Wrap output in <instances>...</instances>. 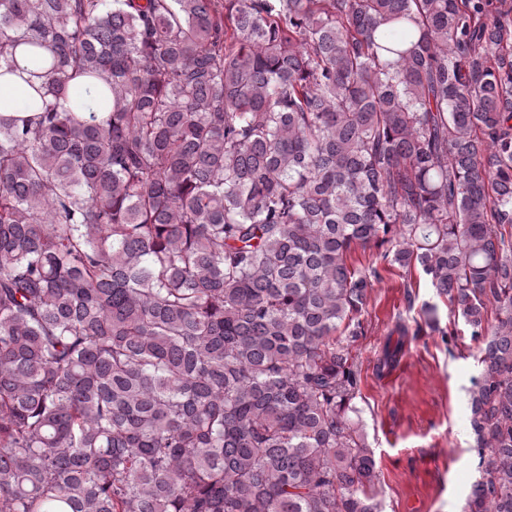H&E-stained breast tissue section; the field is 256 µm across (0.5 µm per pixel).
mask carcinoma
I'll use <instances>...</instances> for the list:
<instances>
[{"label":"carcinoma","instance_id":"carcinoma-1","mask_svg":"<svg viewBox=\"0 0 512 512\" xmlns=\"http://www.w3.org/2000/svg\"><path fill=\"white\" fill-rule=\"evenodd\" d=\"M21 57L0 512H381L353 245L474 328L495 305L465 512H512L502 0H0V81Z\"/></svg>","mask_w":512,"mask_h":512}]
</instances>
